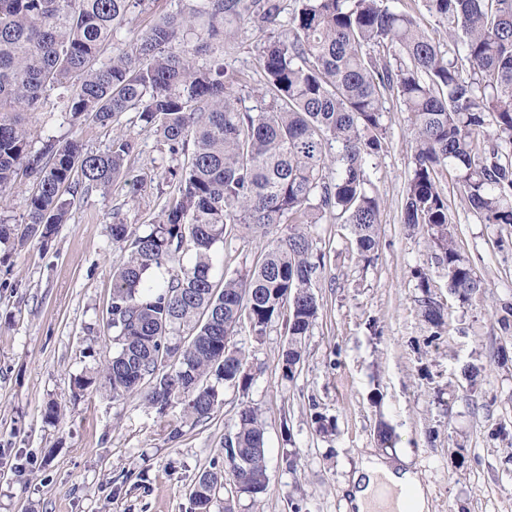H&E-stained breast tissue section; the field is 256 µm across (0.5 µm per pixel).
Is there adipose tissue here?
Instances as JSON below:
<instances>
[{"label": "adipose tissue", "instance_id": "obj_1", "mask_svg": "<svg viewBox=\"0 0 512 512\" xmlns=\"http://www.w3.org/2000/svg\"><path fill=\"white\" fill-rule=\"evenodd\" d=\"M351 512H430V499L406 462L363 455L347 485Z\"/></svg>", "mask_w": 512, "mask_h": 512}]
</instances>
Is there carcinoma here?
<instances>
[{"label":"carcinoma","mask_w":512,"mask_h":512,"mask_svg":"<svg viewBox=\"0 0 512 512\" xmlns=\"http://www.w3.org/2000/svg\"><path fill=\"white\" fill-rule=\"evenodd\" d=\"M144 2L0 0V192L22 167L36 183L24 222L0 221V244L49 240L69 219L65 195L108 188L135 151L126 134L105 153L78 138L35 150L28 114L62 107L75 123L108 126L137 112L170 153L187 154L166 171L172 197L160 223L141 233L111 228L124 254L107 319L115 351L100 380L113 397L137 392L161 415L176 400L188 418L207 420L221 385L252 381L230 337L244 326L263 336L282 317V367L294 377L319 317L313 288L324 262L312 260L311 226L334 213L349 225L358 259L378 251L370 162L383 150L390 99L409 113L416 143L402 223L423 231L451 293L467 304L482 298L484 284L456 246L441 179L450 176L482 223L512 225V0H424L459 51L441 49L388 0H301L284 38L275 35L279 0H188L132 47L104 56ZM249 20L268 31L256 112L239 107L241 78L221 58L224 39ZM238 234L269 241L251 269L218 284L213 253ZM420 310L431 327L445 324L429 295ZM234 427L224 472L195 482V512H210L226 477L239 497L267 490L262 414L244 405Z\"/></svg>","instance_id":"1"}]
</instances>
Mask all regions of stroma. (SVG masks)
Instances as JSON below:
<instances>
[{"label":"stroma","mask_w":512,"mask_h":512,"mask_svg":"<svg viewBox=\"0 0 512 512\" xmlns=\"http://www.w3.org/2000/svg\"><path fill=\"white\" fill-rule=\"evenodd\" d=\"M185 5L146 0L106 53L128 48L158 16ZM266 37L248 23L224 42L225 68L245 83L238 92L245 109L261 104L255 65ZM386 108L384 148L370 168L381 207L376 259H356L342 220L314 225V252L325 268L303 364L294 378L284 376L281 324L262 336L241 329L229 345L245 352L253 380L245 390L223 388L220 405L200 423L184 417L177 401L161 413L136 394L116 399L101 386L73 387L74 377L95 374L112 352L106 317L120 251L110 227L143 231L159 223L175 158L135 112L107 127L73 123L60 109L30 115L34 145L74 136L102 153L124 133L136 151L108 189L76 195L49 243L33 237L0 246V512H193L190 489L203 471L223 469L224 436L244 405L266 421L268 488L251 499L223 487L211 512H224L228 501L235 512H347L346 483L363 454L380 451L408 458L430 512H512V331L493 316L512 303V226L481 223L449 187L457 248L485 283L480 303L460 302L423 233L401 222L415 142L408 113L393 101ZM264 247L239 237L218 245L215 281L252 267ZM425 292L449 313L440 330L421 316ZM467 362L484 369L475 395L460 374ZM51 403L59 412L53 422L44 418ZM319 414L334 423L332 434L317 432ZM163 419L180 426L179 439L168 441ZM382 424L393 430L394 448L381 449Z\"/></svg>","instance_id":"35a3bbf8"}]
</instances>
